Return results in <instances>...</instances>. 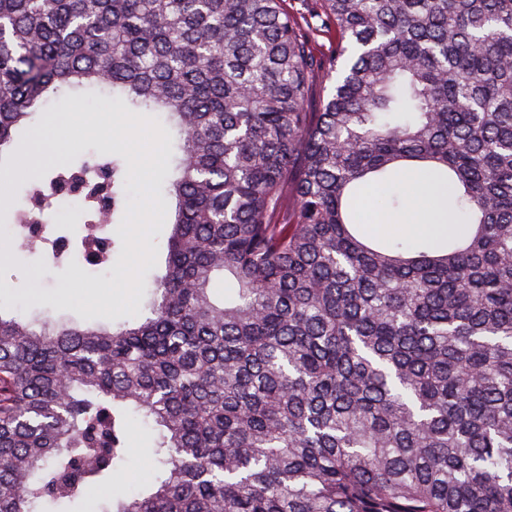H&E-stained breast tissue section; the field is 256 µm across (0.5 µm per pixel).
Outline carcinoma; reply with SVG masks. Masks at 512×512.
Returning <instances> with one entry per match:
<instances>
[{
	"mask_svg": "<svg viewBox=\"0 0 512 512\" xmlns=\"http://www.w3.org/2000/svg\"><path fill=\"white\" fill-rule=\"evenodd\" d=\"M303 6L0 0V160L68 92L175 134L145 313L0 317V512L88 501L136 417L161 475L100 512H512V0ZM127 180L28 175L12 224L85 217L0 247L109 266Z\"/></svg>",
	"mask_w": 512,
	"mask_h": 512,
	"instance_id": "obj_1",
	"label": "carcinoma"
}]
</instances>
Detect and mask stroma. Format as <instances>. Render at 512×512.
<instances>
[{"label": "stroma", "mask_w": 512, "mask_h": 512, "mask_svg": "<svg viewBox=\"0 0 512 512\" xmlns=\"http://www.w3.org/2000/svg\"><path fill=\"white\" fill-rule=\"evenodd\" d=\"M62 123L72 129V143L60 142L57 127ZM108 124L125 129V136H105L102 128ZM36 134V140L17 143L12 163L0 166V225L22 203L30 169L62 167L78 155H115L126 163L129 177V199L112 228L121 248L106 268L90 266L78 256L58 266L38 253H0V313L47 325L69 320L112 324L141 316L147 288L167 250L171 210L162 188L169 163L166 129L154 113L125 112L102 96L90 106L69 104L45 113ZM132 136L137 139L133 146L128 143ZM147 187L158 200L149 212L143 205ZM135 250L140 259L132 271L128 261ZM150 437L149 426L133 421V452L111 484L95 490V497L129 498L154 480L157 467L146 452Z\"/></svg>", "instance_id": "35a3bbf8"}]
</instances>
